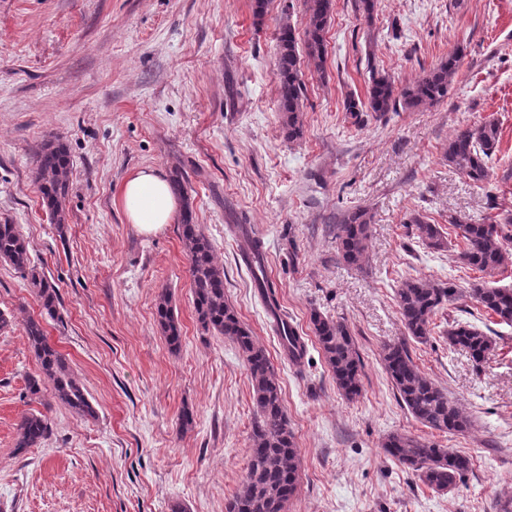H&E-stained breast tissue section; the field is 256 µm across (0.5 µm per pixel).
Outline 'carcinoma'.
<instances>
[{
    "label": "carcinoma",
    "mask_w": 512,
    "mask_h": 512,
    "mask_svg": "<svg viewBox=\"0 0 512 512\" xmlns=\"http://www.w3.org/2000/svg\"><path fill=\"white\" fill-rule=\"evenodd\" d=\"M303 2L306 14L305 59L310 70L322 76L326 64L325 35L333 0ZM276 56V83L283 130L288 140L294 141L303 135L301 112L304 111L306 86L300 78L301 59L295 29L286 17L279 23ZM461 57L459 50L448 53V57L399 92L389 75L375 74L366 101L346 99L345 112L353 123L358 124L364 112L380 118L388 112L415 110L437 103L448 96L450 81L459 69ZM500 140L501 131L496 122H481L448 140L444 159L448 166L469 180L482 183L487 179V161L498 149ZM70 171L71 159L66 145L55 138L43 142L35 154L34 180L51 222L60 226L67 220L64 202L70 189ZM410 223L415 225L416 235L424 245L435 249L444 247L441 225L432 224L420 216L413 217ZM370 224L369 212L356 208L349 211L338 225V253L346 265L360 267L364 263ZM511 226L512 213L499 224L448 216V228L463 242L460 262L488 276L497 274L512 263V253L504 246V241L512 239V234L505 232ZM177 227L189 261L190 288L197 320L203 329L237 345L245 358L253 388L256 418L250 438V459L240 488L225 504V512H285L288 501L299 486V448L288 426L273 364L266 350L255 342L252 330L226 300L224 268L215 261L213 247L196 224L190 207L184 208ZM230 231L244 239L241 257L250 267L255 288L268 306L284 358L292 364L300 363L307 353V346L295 331L282 335L274 285L264 272L260 241L250 237L243 224L230 225ZM0 262L10 265L28 280L39 298L42 313L52 319L58 316V288L35 271L29 243L15 224H0ZM455 294L452 286L404 279L396 289L395 298L408 336L419 342L427 340L432 332L433 318L445 303L454 299ZM471 295L492 316L512 315L511 288L479 281L473 284ZM155 306L156 325L170 350L175 352L179 349L182 331L171 295L161 292ZM310 324L336 387L347 397L358 395L361 361L347 325L317 311L311 313ZM24 332L39 366L38 375L28 381L29 393L34 396L46 391L75 414L94 416L95 408L73 376L69 359L48 341L42 320L33 317L26 320ZM444 334L448 337L449 346L467 350L478 364L494 352L493 338L467 322L448 324ZM382 358L398 397L416 421L444 433L459 432L468 426V419L448 394L416 365L406 343L384 346ZM51 432L45 415L35 412L23 415L17 425L14 453L20 455L41 445ZM382 448L436 491L454 489L472 468L469 456L405 434L389 435Z\"/></svg>",
    "instance_id": "cac0c4a2"
}]
</instances>
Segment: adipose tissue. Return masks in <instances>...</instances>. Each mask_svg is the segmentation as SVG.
I'll return each mask as SVG.
<instances>
[{"label":"adipose tissue","mask_w":512,"mask_h":512,"mask_svg":"<svg viewBox=\"0 0 512 512\" xmlns=\"http://www.w3.org/2000/svg\"><path fill=\"white\" fill-rule=\"evenodd\" d=\"M122 202L130 223L145 235L171 223L178 209L168 181L153 169L139 170L126 179Z\"/></svg>","instance_id":"adipose-tissue-1"}]
</instances>
